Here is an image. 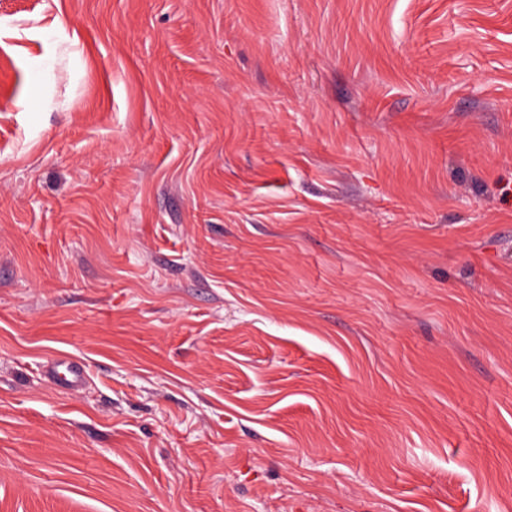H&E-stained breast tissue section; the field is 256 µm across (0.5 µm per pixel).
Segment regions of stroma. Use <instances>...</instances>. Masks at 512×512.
<instances>
[{
  "instance_id": "1",
  "label": "stroma",
  "mask_w": 512,
  "mask_h": 512,
  "mask_svg": "<svg viewBox=\"0 0 512 512\" xmlns=\"http://www.w3.org/2000/svg\"><path fill=\"white\" fill-rule=\"evenodd\" d=\"M0 512H512V0H0ZM85 373L83 362L69 355H50L44 365V376L52 385L71 391L80 389Z\"/></svg>"
}]
</instances>
